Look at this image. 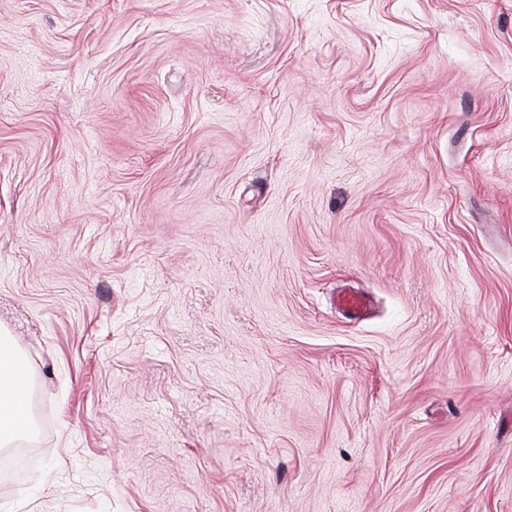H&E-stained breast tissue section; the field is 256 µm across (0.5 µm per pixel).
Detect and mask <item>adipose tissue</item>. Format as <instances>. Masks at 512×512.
Here are the masks:
<instances>
[{"label":"adipose tissue","mask_w":512,"mask_h":512,"mask_svg":"<svg viewBox=\"0 0 512 512\" xmlns=\"http://www.w3.org/2000/svg\"><path fill=\"white\" fill-rule=\"evenodd\" d=\"M29 382L14 354L0 348V447L7 448L18 438V429L30 420L22 399Z\"/></svg>","instance_id":"obj_1"}]
</instances>
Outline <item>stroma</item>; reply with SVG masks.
<instances>
[{
  "label": "stroma",
  "mask_w": 512,
  "mask_h": 512,
  "mask_svg": "<svg viewBox=\"0 0 512 512\" xmlns=\"http://www.w3.org/2000/svg\"><path fill=\"white\" fill-rule=\"evenodd\" d=\"M0 340V512H512V0H0ZM337 304L351 321L362 319L370 310L368 297L355 291L341 292L337 297ZM19 359L0 346V447L7 448L21 435L19 427L30 420L22 394L29 382Z\"/></svg>",
  "instance_id": "stroma-1"
}]
</instances>
